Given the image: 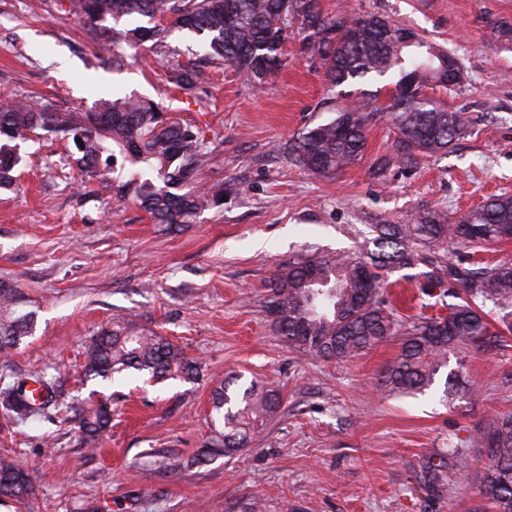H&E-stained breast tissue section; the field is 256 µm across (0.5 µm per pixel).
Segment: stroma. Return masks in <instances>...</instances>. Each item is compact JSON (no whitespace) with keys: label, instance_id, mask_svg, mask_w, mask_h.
Wrapping results in <instances>:
<instances>
[{"label":"stroma","instance_id":"stroma-1","mask_svg":"<svg viewBox=\"0 0 512 512\" xmlns=\"http://www.w3.org/2000/svg\"><path fill=\"white\" fill-rule=\"evenodd\" d=\"M319 3L335 18L383 17L452 54L459 83L431 95L466 114L464 137L405 164L381 114L362 159L315 176L293 159L298 133L356 100L383 105L393 77L329 88L318 56L292 39L262 91L234 68L208 64L210 95L199 106L165 78L169 63L188 58L183 32L169 34L168 60L117 71L83 22L52 0H0V102L24 93L66 111L115 92L152 98L203 131L212 155L201 182L223 183L226 197L165 230L134 202L65 178L70 141L30 144L17 187L0 189V279L19 288L36 328L0 358V378L53 375L64 401L110 404L112 426L90 443L75 421L14 425L0 412V454L24 465L36 489L0 512H493L478 491L485 449H472L468 474L453 475L450 497L433 507L416 473L450 437L512 412V334L492 353L449 352L433 387L403 396L382 384L398 338L352 360L306 356L277 332L264 299L280 266L299 255H357L370 225L414 224L432 210L454 218L512 194V0ZM118 314L182 347L202 379L84 378L86 344ZM231 374L277 389L280 407L235 456L168 470L166 458L190 456L210 437L211 391ZM456 374L477 386L474 396L446 398Z\"/></svg>","mask_w":512,"mask_h":512}]
</instances>
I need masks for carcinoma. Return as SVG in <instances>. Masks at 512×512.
Listing matches in <instances>:
<instances>
[{
	"mask_svg": "<svg viewBox=\"0 0 512 512\" xmlns=\"http://www.w3.org/2000/svg\"><path fill=\"white\" fill-rule=\"evenodd\" d=\"M65 11L84 21L91 43L101 51L118 45L141 56L145 43L156 52L168 33L178 29L202 38L205 55L241 72L255 89H264L282 66L281 46L289 31L302 36L301 50L321 60L334 88L366 77L383 78L393 69L416 74L422 87L432 81L447 87L442 72L449 54L394 28L384 41L368 24L379 16L347 21L323 14L318 0H67ZM171 18L168 26L159 23ZM169 82L201 104L208 98L204 69L193 61L171 70ZM395 83L393 101L384 110L396 129L399 159L414 163L448 150L468 129L463 112H453L426 93L405 96ZM163 109L137 94L101 98L85 112H61L45 100L16 95L0 109V188L15 185L25 161L22 146L40 132L80 139L76 162L88 178L132 197L155 224L176 227L191 223L198 211L221 204L224 184L202 190L199 175L211 151L203 132L176 120L160 119ZM378 110L345 105L331 120L306 129L293 149L295 162L310 172L334 176L363 157L366 132ZM374 249L361 256L301 257L281 268L265 301L278 332L302 354L324 360H351L392 336L401 337L398 355L388 365L383 384L391 392L422 391L434 381L448 351L505 346L490 331L484 308L512 305V259L492 265L448 259L444 243L465 248L512 240V195L494 196L460 217L429 212L416 224H375ZM426 267L419 288L435 298L404 323L389 300L385 274L396 267ZM453 295L459 302L444 303ZM17 286L0 281V354L7 356L33 335L35 313L22 312ZM448 309L443 314L436 306ZM85 374L110 380L131 371L155 380L181 378L193 382L199 365L166 337L137 329L119 318L94 337L85 351ZM29 378L14 377L0 385V408L17 424L67 417L55 395L56 378L39 376L40 397L27 389ZM224 382L212 393L213 436L196 456L168 458L171 470H185L212 456H233L279 404L278 392L252 384L229 393ZM83 434L94 438L107 429V405L75 411ZM488 450L489 464L478 477L479 491L495 512H512V414H495L456 437L448 452L429 457L420 471L427 499L444 500L449 474H465L470 449ZM27 469L0 458V499L21 502L34 493Z\"/></svg>",
	"mask_w": 512,
	"mask_h": 512,
	"instance_id": "obj_1",
	"label": "carcinoma"
}]
</instances>
